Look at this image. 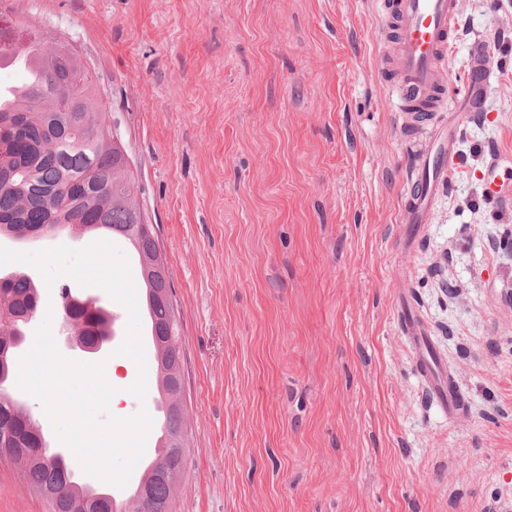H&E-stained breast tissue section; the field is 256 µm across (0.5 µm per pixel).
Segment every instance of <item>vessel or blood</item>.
I'll use <instances>...</instances> for the list:
<instances>
[{"instance_id":"b4317fda","label":"vessel or blood","mask_w":512,"mask_h":512,"mask_svg":"<svg viewBox=\"0 0 512 512\" xmlns=\"http://www.w3.org/2000/svg\"><path fill=\"white\" fill-rule=\"evenodd\" d=\"M461 9L462 0H392L394 65L402 80L401 98L408 105L424 103L429 111H444L446 74ZM447 181L444 151L424 158L420 175L410 187L413 203L405 212V223H424L430 204ZM417 341L418 362L437 404L449 414L460 413L464 399L444 363L431 354L427 337L418 336Z\"/></svg>"}]
</instances>
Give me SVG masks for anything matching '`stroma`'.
Returning a JSON list of instances; mask_svg holds the SVG:
<instances>
[{
    "label": "stroma",
    "mask_w": 512,
    "mask_h": 512,
    "mask_svg": "<svg viewBox=\"0 0 512 512\" xmlns=\"http://www.w3.org/2000/svg\"><path fill=\"white\" fill-rule=\"evenodd\" d=\"M390 0H0L106 96L171 270L191 429L174 512H512V0H464L447 111L381 70ZM483 108L455 106L473 47ZM456 129L447 188L410 180ZM465 399L436 404L401 302ZM0 512H47L0 462ZM439 149L431 157H425L420 164V175L411 184L410 193L413 204L406 210L404 222L407 224H423L426 212L436 194L445 188L448 181V156H445L448 144L453 142L451 137H442Z\"/></svg>",
    "instance_id": "stroma-1"
}]
</instances>
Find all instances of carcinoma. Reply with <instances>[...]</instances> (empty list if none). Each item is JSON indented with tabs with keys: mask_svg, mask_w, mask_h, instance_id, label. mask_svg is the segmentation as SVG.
Wrapping results in <instances>:
<instances>
[{
	"mask_svg": "<svg viewBox=\"0 0 512 512\" xmlns=\"http://www.w3.org/2000/svg\"><path fill=\"white\" fill-rule=\"evenodd\" d=\"M46 71L35 89H20L11 112L0 111V236L25 240L68 230L82 234L90 226L126 240L138 257L145 285V311L157 351L158 390L165 401L162 446L140 483L147 498L131 496V512H157L169 504L185 466L165 469L169 452L189 446L182 390L181 324L165 300L171 272L154 234L144 229L133 171L123 148L113 140L108 112L89 70L68 44L56 36L31 38L25 49ZM67 92L75 111L63 112L57 92ZM40 292L33 279L18 271L0 275V332L22 335ZM18 355H11L0 390V425H12L9 461L19 467L25 488L41 497L49 512H118L117 501L88 500L70 463L54 462L41 450L26 407L8 391Z\"/></svg>",
	"mask_w": 512,
	"mask_h": 512,
	"instance_id": "1",
	"label": "carcinoma"
}]
</instances>
